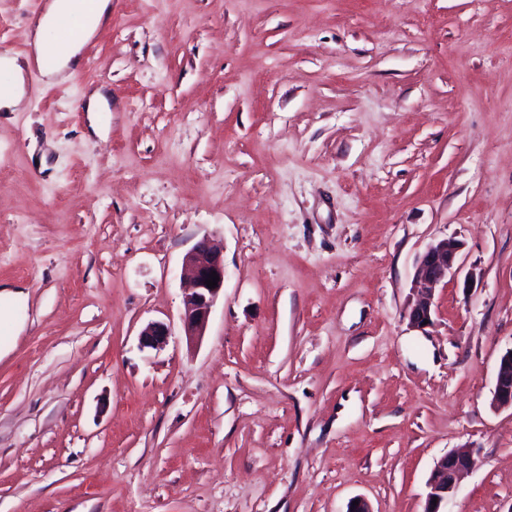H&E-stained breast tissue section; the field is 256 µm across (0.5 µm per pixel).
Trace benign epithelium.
<instances>
[{
	"instance_id": "obj_1",
	"label": "benign epithelium",
	"mask_w": 512,
	"mask_h": 512,
	"mask_svg": "<svg viewBox=\"0 0 512 512\" xmlns=\"http://www.w3.org/2000/svg\"><path fill=\"white\" fill-rule=\"evenodd\" d=\"M461 244L453 238L431 243L421 256L414 274V294L408 305L409 323L415 328L431 320L434 291L448 283L458 270ZM191 275V288L184 294L181 321L187 341L192 343L204 335L212 308L224 292V255L207 238L198 240L184 257ZM219 277L217 286L207 287L211 272ZM171 336L169 326L162 321L148 323L139 333L141 347L162 349ZM491 405L494 409H512V350L501 356ZM476 465L475 450L457 448L442 456L434 465L427 481L424 512H443L442 507L455 494L461 478Z\"/></svg>"
}]
</instances>
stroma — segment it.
I'll list each match as a JSON object with an SVG mask.
<instances>
[{"label": "stroma", "mask_w": 512, "mask_h": 512, "mask_svg": "<svg viewBox=\"0 0 512 512\" xmlns=\"http://www.w3.org/2000/svg\"><path fill=\"white\" fill-rule=\"evenodd\" d=\"M47 2L0 0V512H423L466 443L448 512H512V0H110L60 83ZM204 236L224 293L190 344ZM6 75L8 78H0V109L10 110L17 105L23 95V72L22 69L16 64V60L9 57L0 59V74ZM11 81V82H10ZM191 275V288L184 294L181 321L189 343L204 336L212 308L224 292V255L208 238L198 240L184 257ZM211 271L219 277L215 288H208L205 281ZM461 244L453 238H443L431 243L421 256L414 274V288L417 289L407 313L414 328H424L431 322L434 291L448 283L458 270ZM424 320H428L423 325ZM171 336L169 326L162 321L148 323L139 333V342L142 348L161 350ZM491 405L494 409H512V348L501 356ZM474 448H457L442 456L434 465L427 481V495L423 512L441 510L455 494L461 478L476 465ZM436 500V504H433Z\"/></svg>", "instance_id": "stroma-1"}]
</instances>
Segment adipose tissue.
<instances>
[{"label": "adipose tissue", "instance_id": "ef3b65f1", "mask_svg": "<svg viewBox=\"0 0 512 512\" xmlns=\"http://www.w3.org/2000/svg\"><path fill=\"white\" fill-rule=\"evenodd\" d=\"M83 0H49L35 32V49L39 67L48 80L54 81L80 62L84 40L93 35L109 16L110 0H93L89 15L77 36L65 42L56 41L54 32L69 11Z\"/></svg>", "mask_w": 512, "mask_h": 512}]
</instances>
